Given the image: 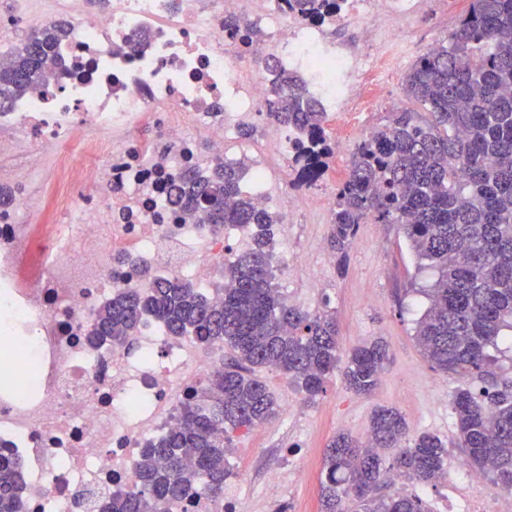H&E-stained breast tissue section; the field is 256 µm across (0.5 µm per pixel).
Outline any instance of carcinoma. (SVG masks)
<instances>
[{"mask_svg": "<svg viewBox=\"0 0 512 512\" xmlns=\"http://www.w3.org/2000/svg\"><path fill=\"white\" fill-rule=\"evenodd\" d=\"M291 9L322 20L339 0H292ZM69 23L31 30L0 64V109L39 84L67 40ZM274 75L268 122L295 133L300 157L332 154L326 113L295 74L266 62ZM404 95L418 109L388 112L385 124L356 146L337 189L330 247L339 267L362 224H394L419 260L438 277L422 290L428 305L415 338L432 367L463 381L454 394L457 438L466 463L512 491V381L497 382L488 348L512 331V0H470L454 31L405 75ZM244 166L186 170L179 195L202 224L256 228L253 245L224 273L218 302L188 281L158 279L141 295L126 291L94 312L87 341L123 344L146 317L169 335L228 347L234 358L194 387L179 424L146 444L135 465L137 484L112 492L106 512H173L185 501L224 496L232 433L272 419L277 402L257 368L272 367L314 400L338 371L348 390L371 393L389 361L382 338L341 356L336 317L283 302L275 284L273 225L242 194ZM490 382L474 393L471 380ZM404 416L378 407L369 419L373 447L345 432L324 452L321 512H429L416 494L376 498L392 475L434 484L448 469V443L434 433L407 437ZM17 458L0 446V512H19Z\"/></svg>", "mask_w": 512, "mask_h": 512, "instance_id": "carcinoma-1", "label": "carcinoma"}]
</instances>
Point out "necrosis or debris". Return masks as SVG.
I'll use <instances>...</instances> for the list:
<instances>
[{"instance_id":"obj_1","label":"necrosis or debris","mask_w":512,"mask_h":512,"mask_svg":"<svg viewBox=\"0 0 512 512\" xmlns=\"http://www.w3.org/2000/svg\"><path fill=\"white\" fill-rule=\"evenodd\" d=\"M419 5L344 0L322 23L288 0H52L30 13L29 26L64 17L71 33L47 80L0 110V158L12 162L0 186L20 190L38 171L33 146L51 147L67 216L22 224L16 204L0 206V345L20 355L0 382V444L21 463L20 512H101L115 486L134 489L140 449L175 426L191 387L223 366L222 349L153 321L122 346H91L84 334L97 306L157 278L218 298L226 232L198 223L171 192L187 169L231 163L228 142L270 91L254 60L298 73L323 110L340 115L363 99L365 76ZM347 23L360 27L359 45L337 42ZM147 120L164 150L133 143ZM293 143L265 128L246 189L259 209L274 203L268 158L297 170ZM77 152L86 164H74ZM448 483L464 490L448 512H512V492L483 495L479 474L459 467Z\"/></svg>"}]
</instances>
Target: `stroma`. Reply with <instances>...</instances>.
Masks as SVG:
<instances>
[{
	"label": "stroma",
	"instance_id": "stroma-1",
	"mask_svg": "<svg viewBox=\"0 0 512 512\" xmlns=\"http://www.w3.org/2000/svg\"><path fill=\"white\" fill-rule=\"evenodd\" d=\"M468 7V0H447L446 6L427 5L406 26L396 61L383 71L370 103L343 121L328 119V137L342 135L348 152L375 127L384 123L392 106L404 99L403 79L420 55L451 33ZM41 183L28 186L19 208V221L53 224L63 218L52 190L59 175L51 168L40 171ZM330 213L303 207L287 217L288 255L300 259L312 255L323 266L318 278L276 273L275 283L288 305L307 312L323 309L336 315L343 349L381 336L389 344L391 360L376 390L368 396L346 389L340 374L329 376L325 392L308 402L300 388L284 375L263 372L262 377L275 392L279 410L275 417L279 431L269 433L256 427L238 433L227 456L230 477L225 490L236 493L242 512H269L275 499L294 501L300 512H320V479L324 450L336 432L360 438L376 406L398 408L405 416L410 434L431 432L454 441L452 398L458 383L440 375L422 356L416 341V322L427 301L423 287L436 275L424 267L405 237L392 224H363L348 251L345 270L326 264L329 246ZM302 402L300 412L290 410L291 400ZM304 458L310 464V478L299 486L287 480L289 463ZM279 472L283 480L268 488L262 475Z\"/></svg>",
	"mask_w": 512,
	"mask_h": 512
}]
</instances>
